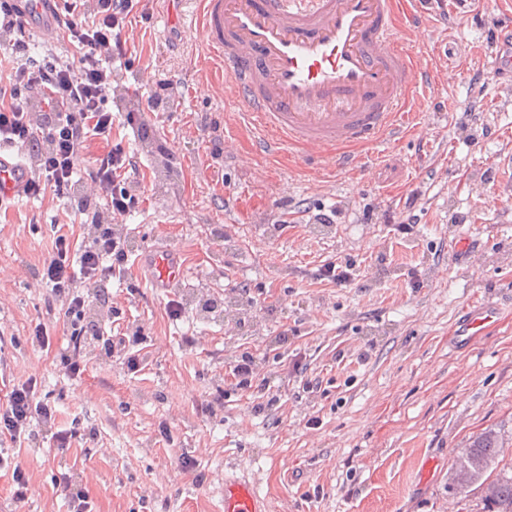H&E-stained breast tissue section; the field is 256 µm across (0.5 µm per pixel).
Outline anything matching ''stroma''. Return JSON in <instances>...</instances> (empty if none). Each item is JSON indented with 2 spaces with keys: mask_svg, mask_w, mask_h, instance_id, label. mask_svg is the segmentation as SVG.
Instances as JSON below:
<instances>
[{
  "mask_svg": "<svg viewBox=\"0 0 512 512\" xmlns=\"http://www.w3.org/2000/svg\"><path fill=\"white\" fill-rule=\"evenodd\" d=\"M429 8L434 21L409 48L437 71L433 107L399 146L378 143L354 178L259 159L243 138L212 158L201 127L226 128L231 115L198 85L202 47L178 41L163 0L133 9L134 53L112 109H137L139 124L114 128L112 141L135 157L146 194L119 227L139 254L108 287L102 329L144 338L109 357L92 349L69 378L54 356L70 337L37 274L67 204L0 211V374L37 377L76 433L65 450L0 439V456L29 477L20 506L0 468V512H70L56 490L64 472L92 512H224L228 477L251 484L268 512H483L479 485L460 495L448 485L454 457L485 428L500 430L512 461V90L483 79L494 21L512 0ZM147 69L169 82V111L134 97ZM320 212L334 223H314ZM463 241L480 250L475 265L459 260ZM159 246L185 267L178 287L151 282L146 256ZM333 263L352 265L349 284L320 278ZM173 299L185 308L177 322ZM207 299L223 301L222 318L203 313ZM486 302L499 306L497 324L454 347L457 318ZM39 322L52 328L51 351L30 343ZM245 353L266 388L229 385Z\"/></svg>",
  "mask_w": 512,
  "mask_h": 512,
  "instance_id": "stroma-1",
  "label": "stroma"
}]
</instances>
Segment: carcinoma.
<instances>
[{"label": "carcinoma", "instance_id": "cac0c4a2", "mask_svg": "<svg viewBox=\"0 0 512 512\" xmlns=\"http://www.w3.org/2000/svg\"><path fill=\"white\" fill-rule=\"evenodd\" d=\"M502 456V437L489 429L455 459L473 466L472 483L480 484L484 491L486 512H512V465L504 464Z\"/></svg>", "mask_w": 512, "mask_h": 512}]
</instances>
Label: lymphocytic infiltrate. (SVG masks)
Instances as JSON below:
<instances>
[{
    "label": "lymphocytic infiltrate",
    "mask_w": 512,
    "mask_h": 512,
    "mask_svg": "<svg viewBox=\"0 0 512 512\" xmlns=\"http://www.w3.org/2000/svg\"><path fill=\"white\" fill-rule=\"evenodd\" d=\"M137 2L65 0L56 34L45 38L36 54L27 35L26 0H0V144L27 155L25 197L70 199V215L79 217L92 239L80 250L70 235L55 232L40 269L72 337L60 362L74 378L86 369V340L101 341L103 350L111 351V339L87 314L108 303L107 283L136 254L115 227L139 208L145 187L136 177L134 157L110 140L115 125L135 123L134 112H113L112 84L115 63L131 60L134 37L126 18ZM94 141L108 142L109 148L95 158L88 177H80L84 152ZM35 421L48 425L56 448L70 447L73 432L56 427V410L39 399L38 381L31 376L12 384L0 404V436L23 445Z\"/></svg>",
    "instance_id": "lymphocytic-infiltrate-1"
}]
</instances>
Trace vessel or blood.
<instances>
[{
    "mask_svg": "<svg viewBox=\"0 0 512 512\" xmlns=\"http://www.w3.org/2000/svg\"><path fill=\"white\" fill-rule=\"evenodd\" d=\"M179 38L201 42L194 69L203 89L224 83L241 108L232 133L250 139L257 155L298 158L323 170L353 175L382 140L400 142L409 106L436 80L401 46L413 39L427 10L400 11L397 0H192ZM28 19L39 35L54 31L53 0H31ZM28 169L0 154V200L20 192ZM156 287L180 284L184 266L174 251H151ZM497 307H471L454 335H483ZM224 512H266L251 485L224 483Z\"/></svg>",
    "mask_w": 512,
    "mask_h": 512,
    "instance_id": "1",
    "label": "vessel or blood"
}]
</instances>
